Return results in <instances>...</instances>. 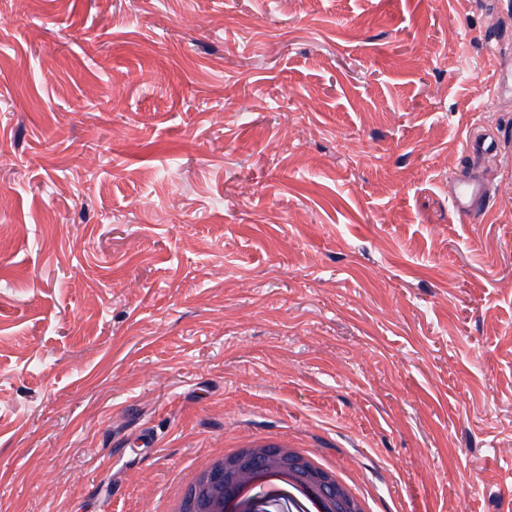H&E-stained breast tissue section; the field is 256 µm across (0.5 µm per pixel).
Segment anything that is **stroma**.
I'll list each match as a JSON object with an SVG mask.
<instances>
[{
	"label": "stroma",
	"mask_w": 512,
	"mask_h": 512,
	"mask_svg": "<svg viewBox=\"0 0 512 512\" xmlns=\"http://www.w3.org/2000/svg\"><path fill=\"white\" fill-rule=\"evenodd\" d=\"M244 438L512 512V0H0V512ZM450 193L456 209L467 213L487 195V189L475 175L467 181L453 182L450 185Z\"/></svg>",
	"instance_id": "1"
}]
</instances>
